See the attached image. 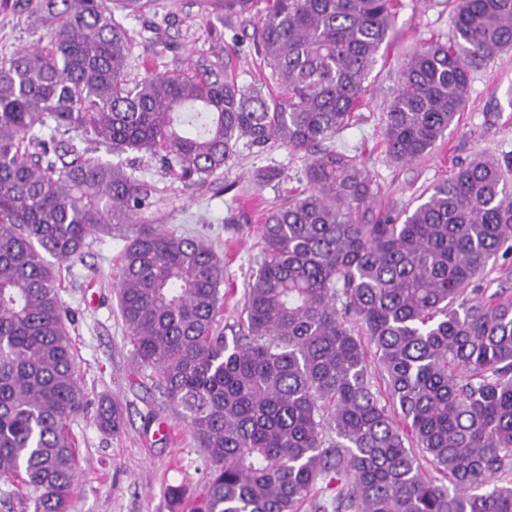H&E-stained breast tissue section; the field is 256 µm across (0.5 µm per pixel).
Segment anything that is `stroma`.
I'll use <instances>...</instances> for the list:
<instances>
[{
	"label": "stroma",
	"mask_w": 512,
	"mask_h": 512,
	"mask_svg": "<svg viewBox=\"0 0 512 512\" xmlns=\"http://www.w3.org/2000/svg\"><path fill=\"white\" fill-rule=\"evenodd\" d=\"M402 2L391 46L368 79L372 100L337 137V148L365 164L380 209L415 207L421 193L478 155L496 157L512 180V50L474 71L459 123L427 156L402 165L386 159L380 141L382 107L397 85L402 53L430 39L446 41L450 27L445 0ZM264 6V0H249L245 8L228 11L224 0H159L151 20L171 48L135 47L129 79L154 70H182L206 55L240 84L277 92L254 45L253 22ZM36 38L27 13L9 5L0 8V64ZM306 163L304 154L278 144L261 152L244 147L216 183L200 189L172 182L158 164L140 165L144 180L165 195L157 218L168 230L202 238L224 261V304L217 323L225 336L238 329L245 290L261 260L259 229L269 211L305 189ZM267 166L279 168L281 176L259 183L256 175ZM123 247L118 237L90 242L62 291L73 314L71 335L87 400L109 397L125 416L116 436L97 427L94 411L71 421L79 443V474L69 512H197L205 485L204 454L163 396L155 374L134 358L115 290ZM176 487L182 497H172Z\"/></svg>",
	"instance_id": "1"
}]
</instances>
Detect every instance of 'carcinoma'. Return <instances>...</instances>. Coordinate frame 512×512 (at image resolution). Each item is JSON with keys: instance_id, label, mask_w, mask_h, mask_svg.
I'll list each match as a JSON object with an SVG mask.
<instances>
[{"instance_id": "obj_1", "label": "carcinoma", "mask_w": 512, "mask_h": 512, "mask_svg": "<svg viewBox=\"0 0 512 512\" xmlns=\"http://www.w3.org/2000/svg\"><path fill=\"white\" fill-rule=\"evenodd\" d=\"M142 22L130 29L115 18ZM36 45L0 65V504L67 512L84 409L57 263L115 235L118 307L205 452L200 512H512V300L476 295L512 256V185L477 156L413 209L372 211V179L334 145L369 94L400 0H266L265 95L200 58L131 84L158 40L155 0H27ZM448 42L402 55L384 104L388 159L428 154L458 121L472 73L512 49V0H448ZM307 157V188L261 228L238 336L217 330L224 263L153 218L160 190L88 156L143 154L210 185L239 145ZM373 347L386 394L374 390ZM117 434L121 406L100 400ZM449 485L424 474L421 459Z\"/></svg>"}]
</instances>
